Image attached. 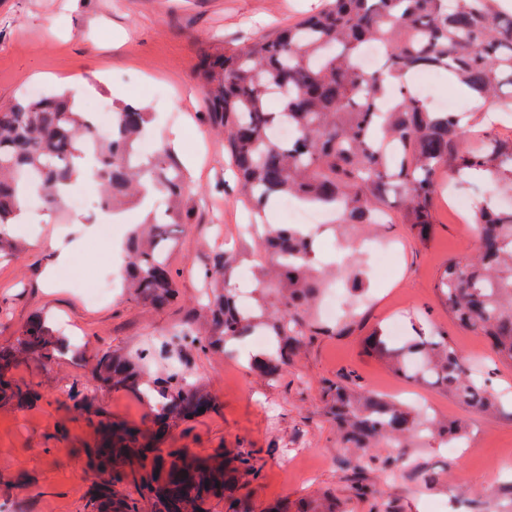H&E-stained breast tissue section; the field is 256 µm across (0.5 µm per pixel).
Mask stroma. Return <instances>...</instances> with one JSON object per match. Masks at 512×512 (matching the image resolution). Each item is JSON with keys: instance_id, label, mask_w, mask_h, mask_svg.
<instances>
[{"instance_id": "1", "label": "stroma", "mask_w": 512, "mask_h": 512, "mask_svg": "<svg viewBox=\"0 0 512 512\" xmlns=\"http://www.w3.org/2000/svg\"><path fill=\"white\" fill-rule=\"evenodd\" d=\"M326 0H0V106L38 87L69 89L83 80L91 100H134L155 117L154 139L179 140L178 159L196 190L185 207L187 223L172 232L169 265L175 298L155 308L122 288L125 242L142 219L140 205L128 206L114 227L108 255L93 248L98 226L84 212L35 203L28 222L13 225L18 251L0 252V346H17L33 320L46 319L71 344L68 354L44 364L22 357L13 376L33 389L25 402H0V502L9 512H87L99 477L90 466L102 425L120 421L151 426L150 406L140 393L100 388L89 372L98 356H136L166 340L193 319L207 332L204 307L209 282L204 268L216 252L237 255L232 285L255 288L254 246L242 225L252 223L247 204L236 198L234 171L224 140L206 118L204 90L197 79L205 52L225 42L272 36L322 9ZM436 226L422 239L409 225L384 224L370 242L393 254L391 273L369 277L366 295L350 301L355 322L340 336H317L274 381L253 373L252 341L225 352L222 345L201 347L185 341L172 360L156 358L145 376L182 366L197 387L219 403L190 421H173L161 445L207 456L227 448L252 449L262 470L242 478L235 494L250 499L253 512L285 507L289 512H321L340 503L346 512H369L357 490L336 425L326 412L322 388L352 377L363 388L427 406L441 420H463L470 433L464 447L448 449L431 440L414 453V468L385 487L391 512H437L448 501V483L462 479L465 500L495 508L500 489L512 480V416H484L447 391L394 374L363 348L379 327L399 321L404 334L429 327L452 338L465 360L478 363L497 388H512V366L502 363L482 337L460 327L437 291L451 258L473 253L469 214L457 209L451 194L435 199ZM56 240L73 251L71 263L57 260L47 247ZM108 266L115 286L91 303L56 274L95 272ZM87 394L84 410L66 407L62 389Z\"/></svg>"}]
</instances>
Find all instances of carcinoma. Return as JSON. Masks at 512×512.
<instances>
[{
	"label": "carcinoma",
	"mask_w": 512,
	"mask_h": 512,
	"mask_svg": "<svg viewBox=\"0 0 512 512\" xmlns=\"http://www.w3.org/2000/svg\"><path fill=\"white\" fill-rule=\"evenodd\" d=\"M380 49L376 68L361 59ZM423 70L448 74L468 89L466 112L437 111L413 89L411 77ZM198 78L205 88L208 118L224 138L236 169L238 191L259 216L284 196L338 212L342 227L357 234L388 216L390 197L399 193L396 222L421 237L433 231L437 176L469 184L489 176L491 190L512 192V141L487 137L477 148L462 147L473 128L488 126L487 112L512 115V13L501 0H329L320 12L273 37L229 43L205 55ZM108 138L92 152L90 115L65 92L27 97L0 107V247L10 242L7 227L26 201L27 188L16 174H41L37 188L47 205L61 201L63 185L80 180L79 161L94 158L101 168L102 198L115 209L137 199L166 197L164 217L148 214L126 243L129 287L153 306L174 297L175 281L165 245L171 228L184 223L183 202L192 188L170 147L161 145L143 160L138 143L151 115L144 107L115 106ZM288 122L295 136L282 141L270 128ZM476 252L448 260L437 284L448 312L462 327L486 338L494 354L512 365V209L487 197L475 210ZM264 279L255 313L239 309L230 288L234 259L214 255L206 277L224 293L215 297L208 345H229L257 332L274 340L275 351L252 369L276 378L313 336L344 333L353 315L332 327L320 323L316 305L329 274L316 268L313 237L295 224H261L255 232ZM21 350L0 348V400H22L29 388L12 379L19 352L49 361L63 344L37 319L23 331ZM365 349L407 379L442 387L478 412L512 415V404L491 391L487 379L466 363L451 339L438 331L418 332L403 343L383 332L365 340ZM134 359L97 357L91 372L101 387L141 391ZM146 392L155 398V431L114 424L105 428L92 465L101 476L90 496L89 512H141L139 498L153 512H207L242 477L258 479L253 454L226 448L213 456L171 448L142 465L173 419L190 420L215 406L213 398L190 384L179 370L154 380ZM327 413L336 420L345 463L356 473L380 476L408 465V449L432 437L464 440L462 421L440 422L365 389L349 378L322 388ZM131 484L133 498L120 488Z\"/></svg>",
	"instance_id": "carcinoma-1"
}]
</instances>
